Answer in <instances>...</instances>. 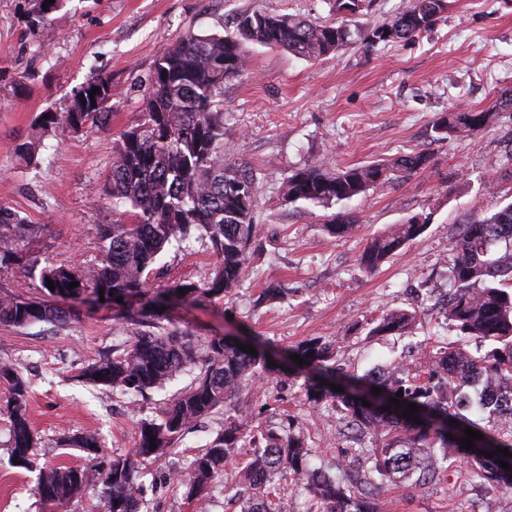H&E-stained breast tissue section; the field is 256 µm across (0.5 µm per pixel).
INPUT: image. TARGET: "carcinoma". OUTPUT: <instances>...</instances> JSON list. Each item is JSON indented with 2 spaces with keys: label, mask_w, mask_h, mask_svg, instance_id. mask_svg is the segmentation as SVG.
<instances>
[{
  "label": "carcinoma",
  "mask_w": 512,
  "mask_h": 512,
  "mask_svg": "<svg viewBox=\"0 0 512 512\" xmlns=\"http://www.w3.org/2000/svg\"><path fill=\"white\" fill-rule=\"evenodd\" d=\"M63 0L45 4L29 0L26 25L32 32L50 27ZM365 0H332L330 10L355 16ZM47 8H42V5ZM450 0H409L390 22L375 23L352 32L345 23H323L298 14L246 11L235 20L236 33L201 35L189 32L157 55L142 95L140 122L120 133L115 142L112 179L105 194L118 216L96 227L102 248L100 261L82 271L64 265L40 270L45 299H26L0 292V325L21 327L36 322L63 325L69 315L53 301L81 294L104 295L123 304L146 295V279L157 257L169 246L198 242L216 256L207 277L181 281L150 304L169 300L195 303L232 294L245 275L248 261L260 245L262 225L256 222L259 205L256 171L226 157L224 140L234 135L224 116V79L250 70L248 46L258 44L316 61L356 43L368 48L378 43L414 39L429 31L448 10ZM99 92L90 95L93 88ZM116 87L112 78L96 75L74 91L62 112L38 117L43 131L60 128L78 133L105 123ZM512 108V89L483 110L448 112L435 122L443 139H464L487 130L497 110ZM430 157L418 151L353 167L333 168L315 161L288 173L283 199L302 200L327 208L367 194L391 182L400 173L428 166ZM429 217L415 214L403 223L373 235L359 264L371 274L393 254L415 241L428 228ZM352 226L349 213L338 211L326 220L327 232L344 237ZM35 226L0 208V270L23 260V247ZM450 290L444 317L458 340L424 352L419 367L394 365L379 376L365 374L364 383L336 392L335 343L320 338L297 347L318 381L304 386L309 405L331 403L344 413L347 425L369 439L371 447L356 463L329 475L309 466L308 437L294 417L280 415L278 425L266 426L258 415L244 414L232 404L248 382L274 372L260 345L258 355L240 350L224 338H201L166 330L151 322L153 312L121 316L129 344L87 366L82 380L122 394L146 395L163 389L179 374L197 370L193 383L173 396L159 414L139 426V441L126 454H106L93 433H81L68 445L86 454L81 466L59 465L38 471L36 493L45 502L69 501L88 485L111 491L103 512H144L147 489L137 482L143 467L177 447L184 434L224 409L215 435L192 455L185 468L169 480L184 489L185 500L206 509L211 482L224 475V492L239 504L240 512H281L280 494L287 485L307 489V512H380L378 497L388 484L430 482L449 469L461 454L470 459V474L480 484L503 494L512 492V200L504 196L486 214L463 225L450 244ZM54 283L55 290L48 289ZM77 282L79 286L70 287ZM417 315L395 309L374 320L370 336L406 333ZM488 345L481 356L467 343ZM478 373L498 397L487 402L481 391L471 396L470 375ZM0 379L9 386L6 409L10 419L12 464L33 469L31 456L38 445L28 415L30 385L13 364L0 363ZM326 384H320V381ZM378 387L385 400L362 405ZM403 391L399 406L390 403ZM418 411L405 418L407 405ZM390 409L383 410V407ZM477 407L485 425L464 412ZM482 434L470 450L461 444L464 429ZM511 453L506 457L497 448ZM491 452L487 458L481 452ZM243 455L234 470L227 462ZM509 464L503 468L498 460Z\"/></svg>",
  "instance_id": "carcinoma-1"
}]
</instances>
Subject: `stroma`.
Returning <instances> with one entry per match:
<instances>
[{
    "label": "stroma",
    "instance_id": "obj_1",
    "mask_svg": "<svg viewBox=\"0 0 512 512\" xmlns=\"http://www.w3.org/2000/svg\"><path fill=\"white\" fill-rule=\"evenodd\" d=\"M27 9V0H0V208L26 218L36 233L23 265L0 271V288L39 299V269L81 270L100 257L96 227L114 219L102 189L115 140L137 122L146 78L163 47L189 30L233 34L235 17L246 10L337 19L328 0H63L54 24L33 34ZM250 55L249 74L224 83V109L237 130L224 150L259 177L264 251L251 257L231 296L174 306L165 316L198 336L263 342L290 378L281 390L272 377L250 382L238 408L255 413L268 403L294 415L313 448L311 465L333 475L354 459L356 443L339 438L338 409L308 407L302 385L310 370L292 354L313 337L335 342L339 364L356 377L417 363L420 341L450 336L438 309L449 288L448 244L461 224L484 216L493 197L512 191V162L504 155L512 110L463 141L439 139L434 123L451 110L486 108L498 91L512 89V0H457L431 30L368 53L355 46L309 61L254 45ZM97 74L110 76L118 89L107 125L64 139L46 132L34 159L19 158L16 147L32 134L39 113L63 111ZM421 150L430 155L426 168L347 203L355 224L342 239L325 232L326 208L288 203L279 193L289 170L316 160L346 167ZM414 214L429 216L424 234L366 273L359 257L368 239ZM214 261L199 245L169 247L146 289L153 295L179 280H202ZM271 282L280 284L281 295L260 301ZM64 307L70 318L63 325H0V363L15 364L31 385L28 411L41 465L83 464V452L67 442L88 431L100 434L108 452L127 453L139 440L141 420L194 378L183 373L145 398L86 385L82 370L127 345L128 336L112 306L68 301ZM392 308L417 311L418 327L369 337L370 321ZM221 420L214 415L141 471V481L156 486L149 512H197L163 477L185 467ZM8 439V418L0 414V512H101L98 485L63 504L43 502L34 492L35 473L11 464ZM500 500V492L471 481L462 460L429 484L386 486L380 498L382 512H500Z\"/></svg>",
    "mask_w": 512,
    "mask_h": 512
}]
</instances>
